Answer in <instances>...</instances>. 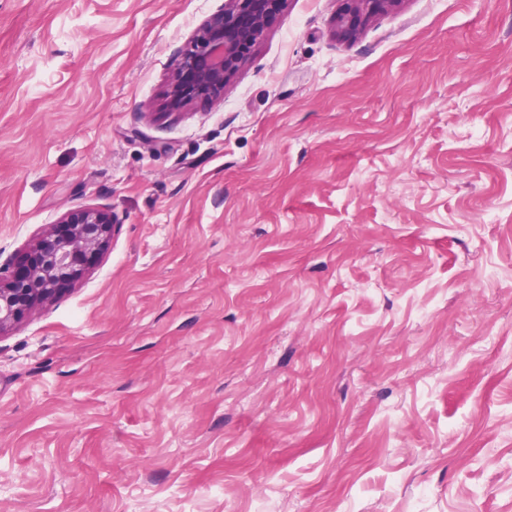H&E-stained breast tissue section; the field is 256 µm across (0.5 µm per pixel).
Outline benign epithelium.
Returning <instances> with one entry per match:
<instances>
[{
    "label": "benign epithelium",
    "instance_id": "benign-epithelium-1",
    "mask_svg": "<svg viewBox=\"0 0 512 512\" xmlns=\"http://www.w3.org/2000/svg\"><path fill=\"white\" fill-rule=\"evenodd\" d=\"M287 0H224V10L197 30L172 75L167 105L177 110L198 100L224 95V86L246 61L267 22ZM401 0H342L336 33L353 40L374 16ZM115 229L112 211L90 207L61 217L24 258L0 269V334L35 307L52 301L77 281L91 259L103 252Z\"/></svg>",
    "mask_w": 512,
    "mask_h": 512
}]
</instances>
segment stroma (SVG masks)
<instances>
[{"mask_svg": "<svg viewBox=\"0 0 512 512\" xmlns=\"http://www.w3.org/2000/svg\"><path fill=\"white\" fill-rule=\"evenodd\" d=\"M223 8L0 0V265L117 223L0 335V512H512V0H288L168 110ZM336 15V33L345 40H353L363 26L374 16L397 6L401 0H342Z\"/></svg>", "mask_w": 512, "mask_h": 512, "instance_id": "35a3bbf8", "label": "stroma"}]
</instances>
